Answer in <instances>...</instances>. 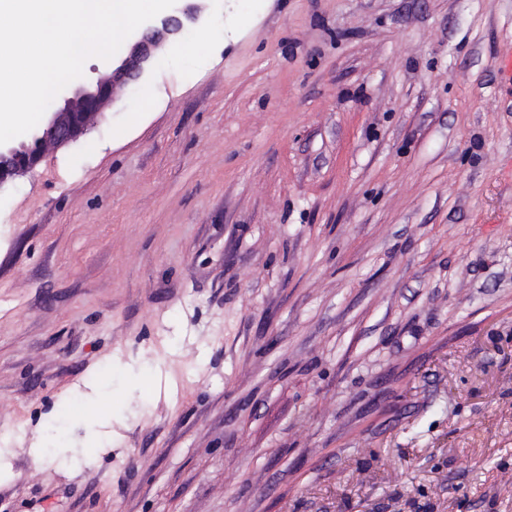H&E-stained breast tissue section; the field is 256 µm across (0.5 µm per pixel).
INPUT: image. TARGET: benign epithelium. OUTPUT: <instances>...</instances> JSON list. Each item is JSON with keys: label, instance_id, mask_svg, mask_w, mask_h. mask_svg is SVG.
<instances>
[{"label": "benign epithelium", "instance_id": "obj_1", "mask_svg": "<svg viewBox=\"0 0 512 512\" xmlns=\"http://www.w3.org/2000/svg\"><path fill=\"white\" fill-rule=\"evenodd\" d=\"M202 8L196 0H182L140 26L126 56L112 61V70L95 78L85 76L71 82L55 108L41 125L17 139L0 144V188L33 169L41 151L59 149L78 141L115 101L118 90L145 76L166 43L200 24Z\"/></svg>", "mask_w": 512, "mask_h": 512}]
</instances>
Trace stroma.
I'll return each mask as SVG.
<instances>
[{
	"mask_svg": "<svg viewBox=\"0 0 512 512\" xmlns=\"http://www.w3.org/2000/svg\"><path fill=\"white\" fill-rule=\"evenodd\" d=\"M201 3L0 189V512H512V0Z\"/></svg>",
	"mask_w": 512,
	"mask_h": 512,
	"instance_id": "1",
	"label": "stroma"
}]
</instances>
